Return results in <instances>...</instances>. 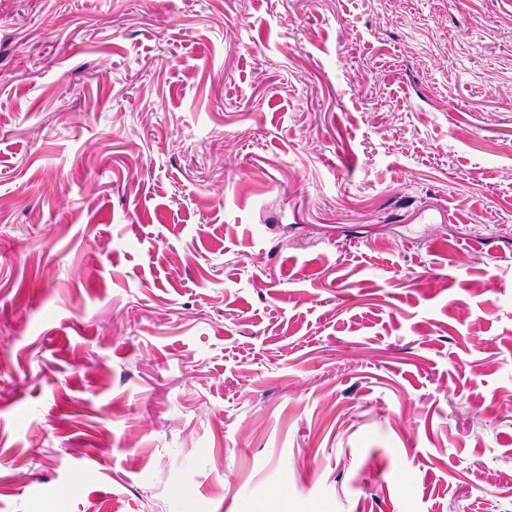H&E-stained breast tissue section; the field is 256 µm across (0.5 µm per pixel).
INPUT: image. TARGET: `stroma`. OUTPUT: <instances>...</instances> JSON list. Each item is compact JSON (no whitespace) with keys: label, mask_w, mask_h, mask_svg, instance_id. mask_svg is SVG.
<instances>
[{"label":"stroma","mask_w":512,"mask_h":512,"mask_svg":"<svg viewBox=\"0 0 512 512\" xmlns=\"http://www.w3.org/2000/svg\"><path fill=\"white\" fill-rule=\"evenodd\" d=\"M0 512H512V0H0Z\"/></svg>","instance_id":"1"}]
</instances>
